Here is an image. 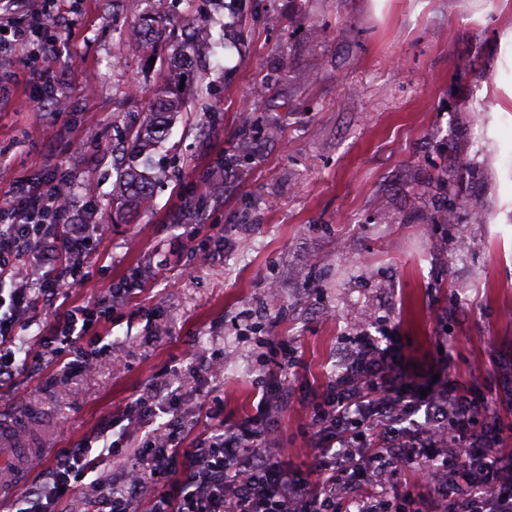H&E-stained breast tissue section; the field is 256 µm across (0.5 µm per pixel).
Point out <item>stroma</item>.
<instances>
[{
	"mask_svg": "<svg viewBox=\"0 0 512 512\" xmlns=\"http://www.w3.org/2000/svg\"><path fill=\"white\" fill-rule=\"evenodd\" d=\"M56 8L65 33H42L65 42L53 84L18 64L0 95V195L63 173L80 223L101 225L97 250L73 260L84 275L63 307L139 286L79 341L90 380L61 371L63 353L39 339L60 309L30 312L22 336L43 369L19 372L0 417L49 453L0 496V512L53 451L87 443L96 475L66 504L85 512L96 478L111 479L167 422L123 415L162 379L188 417L185 448L208 428L206 393L237 423L255 416L259 390L284 387L278 458L307 473L311 409L363 330L393 337L412 375L435 366L447 339L449 379L487 398L499 450L512 453V0H239L226 29L237 48L193 63L212 94L172 122L153 153L151 206L132 222L112 206V163L156 98L150 59L168 50L127 47L144 0ZM155 8L190 32L224 3ZM260 332L288 342L292 369L261 368ZM217 349L223 372L199 376L194 356Z\"/></svg>",
	"mask_w": 512,
	"mask_h": 512,
	"instance_id": "stroma-1",
	"label": "stroma"
}]
</instances>
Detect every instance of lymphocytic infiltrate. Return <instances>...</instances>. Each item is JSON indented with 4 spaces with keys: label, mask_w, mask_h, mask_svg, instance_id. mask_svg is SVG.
I'll use <instances>...</instances> for the list:
<instances>
[{
    "label": "lymphocytic infiltrate",
    "mask_w": 512,
    "mask_h": 512,
    "mask_svg": "<svg viewBox=\"0 0 512 512\" xmlns=\"http://www.w3.org/2000/svg\"><path fill=\"white\" fill-rule=\"evenodd\" d=\"M52 2L0 0V50L31 40L27 19L35 28L57 24ZM98 237V225L75 223L61 187L18 185L0 198V385L19 368L38 369L39 356L21 354L16 325L35 301L61 299L77 277L69 257L91 253ZM34 256L51 267L50 276L19 282L21 264ZM135 288L119 283L92 311L59 314L51 342L65 347L86 336L92 318L110 317ZM397 362L393 345L369 336L341 359L329 400L312 408L307 424L313 477L278 460L282 434L268 421L273 401L261 400L258 418L236 425L225 421L224 401L215 397L207 408L215 426L199 447H180L185 418L173 414L89 512H136L145 500L147 512H394L400 503L411 512H512V455L496 451L499 429L481 421L486 398L442 378L411 385L396 373ZM96 468L88 446L69 449L16 512H58L65 490ZM407 468L434 484L432 497L416 502L410 488L396 486Z\"/></svg>",
    "instance_id": "f902f5d3"
}]
</instances>
